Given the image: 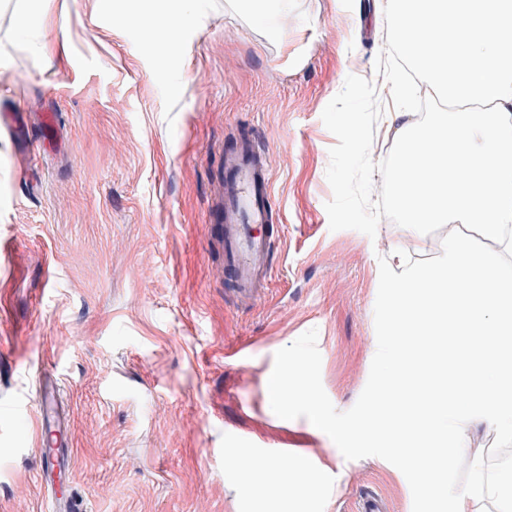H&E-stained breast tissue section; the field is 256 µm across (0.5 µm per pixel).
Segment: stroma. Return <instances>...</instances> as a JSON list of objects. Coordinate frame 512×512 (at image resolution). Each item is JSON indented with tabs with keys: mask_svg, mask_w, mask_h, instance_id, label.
<instances>
[{
	"mask_svg": "<svg viewBox=\"0 0 512 512\" xmlns=\"http://www.w3.org/2000/svg\"><path fill=\"white\" fill-rule=\"evenodd\" d=\"M131 5L0 0V113L20 120L0 128V512H47L46 389L84 512H347L365 488L412 512L395 466L337 460L267 396L275 352L314 329L325 392L355 404L378 259L414 243L392 223L331 231L325 209L336 138L322 112L348 75L372 79L384 0H191L173 48L144 42ZM243 138L273 159L279 217L253 305L224 280V153ZM282 448L320 462L287 505L225 466Z\"/></svg>",
	"mask_w": 512,
	"mask_h": 512,
	"instance_id": "stroma-1",
	"label": "stroma"
}]
</instances>
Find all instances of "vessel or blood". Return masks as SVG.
<instances>
[{"instance_id": "vessel-or-blood-1", "label": "vessel or blood", "mask_w": 512, "mask_h": 512, "mask_svg": "<svg viewBox=\"0 0 512 512\" xmlns=\"http://www.w3.org/2000/svg\"><path fill=\"white\" fill-rule=\"evenodd\" d=\"M271 167V157L257 152L251 142L224 157V266L231 292L242 302L254 299L272 272ZM389 509L382 495L369 489L356 500L352 512Z\"/></svg>"}]
</instances>
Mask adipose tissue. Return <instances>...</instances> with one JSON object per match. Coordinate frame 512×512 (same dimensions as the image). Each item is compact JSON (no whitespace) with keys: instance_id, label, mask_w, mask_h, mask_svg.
Wrapping results in <instances>:
<instances>
[{"instance_id":"1","label":"adipose tissue","mask_w":512,"mask_h":512,"mask_svg":"<svg viewBox=\"0 0 512 512\" xmlns=\"http://www.w3.org/2000/svg\"><path fill=\"white\" fill-rule=\"evenodd\" d=\"M228 469L237 472L245 485H253L255 479L277 488L283 501L294 497L301 477L306 473L305 461H298L291 466H284L278 461L261 464L252 460L230 456L226 461ZM494 498L502 502H512V471L490 470L481 452H474L469 462V479L456 493L449 512H481L484 500Z\"/></svg>"}]
</instances>
